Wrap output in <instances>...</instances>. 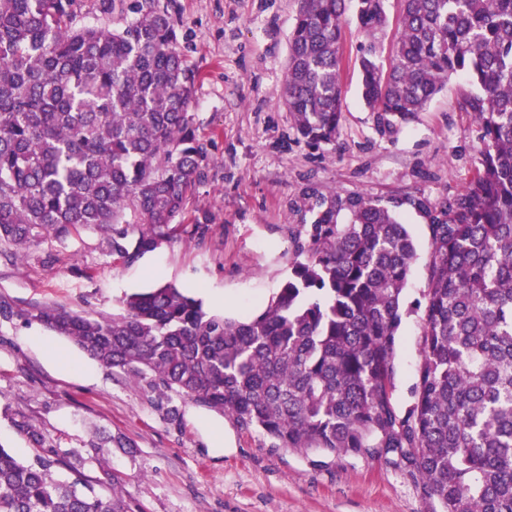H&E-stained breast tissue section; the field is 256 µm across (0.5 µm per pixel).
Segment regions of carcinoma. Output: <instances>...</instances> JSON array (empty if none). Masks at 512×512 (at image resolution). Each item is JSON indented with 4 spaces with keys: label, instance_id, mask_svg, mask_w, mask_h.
Instances as JSON below:
<instances>
[{
    "label": "carcinoma",
    "instance_id": "1",
    "mask_svg": "<svg viewBox=\"0 0 512 512\" xmlns=\"http://www.w3.org/2000/svg\"><path fill=\"white\" fill-rule=\"evenodd\" d=\"M388 65L385 0H354L361 98L395 130L455 78L478 125L480 167L438 208L322 197L276 296L247 319L211 315L163 285L112 316L26 312L102 365L219 411L273 448L369 456L408 469L437 512H512V0H400ZM284 103L297 131L333 142L342 109L345 0H298ZM109 29L75 22L77 0H0V245L18 256L78 228L123 256L152 251L200 177L189 108L195 76L159 0H100ZM430 223L415 402H392L403 292L417 256L398 216ZM0 445V512H139L51 478Z\"/></svg>",
    "mask_w": 512,
    "mask_h": 512
}]
</instances>
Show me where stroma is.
<instances>
[{
    "label": "stroma",
    "mask_w": 512,
    "mask_h": 512,
    "mask_svg": "<svg viewBox=\"0 0 512 512\" xmlns=\"http://www.w3.org/2000/svg\"><path fill=\"white\" fill-rule=\"evenodd\" d=\"M178 48L197 74L190 114L204 157L201 177L171 240L126 257L98 230L34 242L25 258L0 248V445L20 462L51 455L53 479L112 493L111 476L143 512H434L405 469L353 456L322 464L271 447L260 432L111 370L70 340L27 320L34 304L112 314L129 293L173 284L214 314L261 311L291 268L294 239L314 221L319 196L400 200L417 259L404 291L393 380L398 412L413 404L429 278L428 220L407 197L441 204L479 166L477 125L460 107L461 81L423 112L380 133L359 91L365 36L346 13L342 120L336 140L298 138L282 101L297 0H162ZM42 432L37 445L30 430Z\"/></svg>",
    "instance_id": "stroma-1"
}]
</instances>
